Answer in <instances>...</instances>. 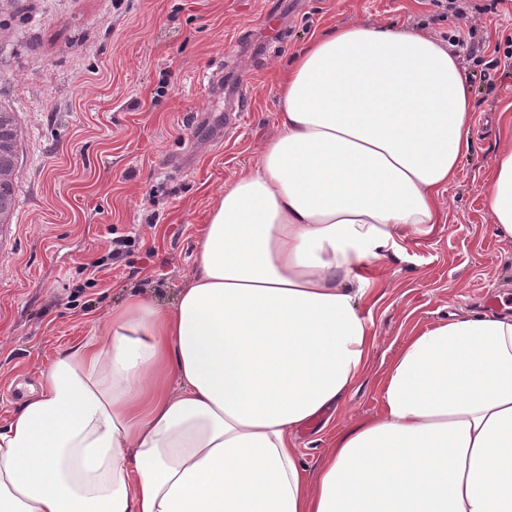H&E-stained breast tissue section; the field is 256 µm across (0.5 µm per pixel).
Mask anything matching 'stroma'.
Masks as SVG:
<instances>
[{
  "mask_svg": "<svg viewBox=\"0 0 512 512\" xmlns=\"http://www.w3.org/2000/svg\"><path fill=\"white\" fill-rule=\"evenodd\" d=\"M471 2L461 16L432 0H0V104L22 130L17 214L0 244V428L22 384L113 306L134 293L174 301L217 195L275 130L277 79L294 52L359 24L443 40L475 24L477 41H512V5L488 17L477 11L486 0ZM474 95L472 140L440 198L441 224L373 272L368 371L331 422L296 433L309 470L336 431L378 413L377 378L412 332L459 309L512 306V239L487 204L512 73ZM111 235L131 239L115 259ZM103 259L107 269L94 271Z\"/></svg>",
  "mask_w": 512,
  "mask_h": 512,
  "instance_id": "1",
  "label": "stroma"
}]
</instances>
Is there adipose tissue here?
I'll return each mask as SVG.
<instances>
[{"mask_svg": "<svg viewBox=\"0 0 512 512\" xmlns=\"http://www.w3.org/2000/svg\"><path fill=\"white\" fill-rule=\"evenodd\" d=\"M474 98L455 49L339 26L291 60L276 129L225 185L174 302L141 295L60 352L0 429V512H512V311L407 338L380 411L316 471L376 338L371 266L440 223ZM488 208L512 238V141Z\"/></svg>", "mask_w": 512, "mask_h": 512, "instance_id": "adipose-tissue-1", "label": "adipose tissue"}]
</instances>
